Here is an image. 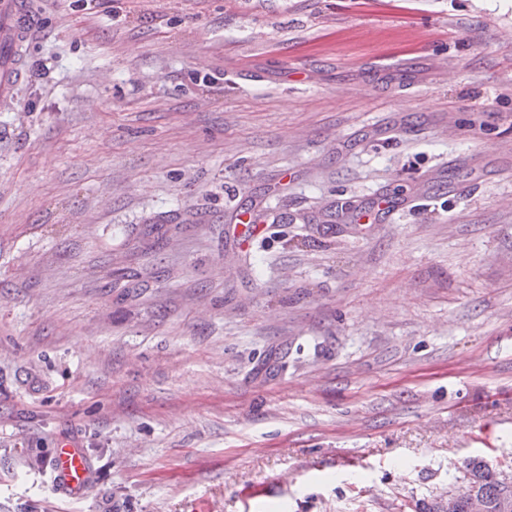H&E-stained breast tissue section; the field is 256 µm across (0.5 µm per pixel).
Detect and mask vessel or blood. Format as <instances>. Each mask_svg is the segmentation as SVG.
<instances>
[{
	"label": "vessel or blood",
	"instance_id": "b4317fda",
	"mask_svg": "<svg viewBox=\"0 0 512 512\" xmlns=\"http://www.w3.org/2000/svg\"><path fill=\"white\" fill-rule=\"evenodd\" d=\"M39 17L30 0H0V105L16 97ZM49 478L58 497L76 499L88 485V462L80 448L63 443L49 460Z\"/></svg>",
	"mask_w": 512,
	"mask_h": 512
}]
</instances>
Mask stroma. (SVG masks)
Here are the masks:
<instances>
[{"label": "stroma", "mask_w": 512, "mask_h": 512, "mask_svg": "<svg viewBox=\"0 0 512 512\" xmlns=\"http://www.w3.org/2000/svg\"><path fill=\"white\" fill-rule=\"evenodd\" d=\"M40 3L0 107V512L512 476V0ZM53 493L64 499H77L88 485V462L80 448L62 443L49 459Z\"/></svg>", "instance_id": "35a3bbf8"}]
</instances>
